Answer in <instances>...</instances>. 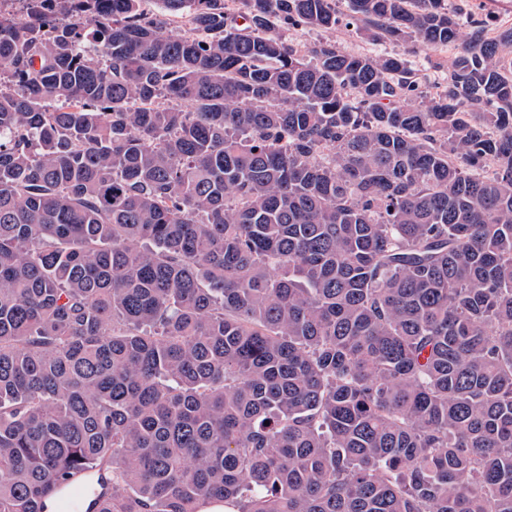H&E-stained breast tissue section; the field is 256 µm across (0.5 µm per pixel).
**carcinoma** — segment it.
<instances>
[{"instance_id": "obj_1", "label": "carcinoma", "mask_w": 512, "mask_h": 512, "mask_svg": "<svg viewBox=\"0 0 512 512\" xmlns=\"http://www.w3.org/2000/svg\"><path fill=\"white\" fill-rule=\"evenodd\" d=\"M239 3L0 0V512H512V28ZM288 36L298 38L303 42H311L315 40L333 39L340 45L341 49L346 52L355 53H394L403 52V46L389 43L375 44L363 35L356 33L353 29H343L335 33H328L320 29H304L299 31H289ZM453 52V48L442 51L420 49L416 55L409 57L420 70L425 92L433 93L448 81V56Z\"/></svg>"}]
</instances>
